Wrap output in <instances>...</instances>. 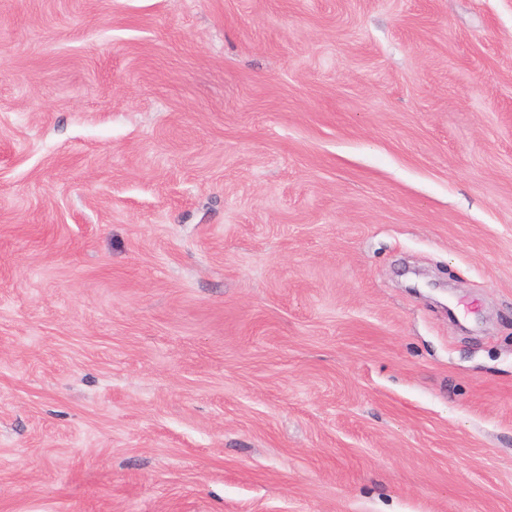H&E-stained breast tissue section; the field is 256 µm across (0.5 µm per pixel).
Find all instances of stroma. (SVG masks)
<instances>
[{"instance_id": "obj_1", "label": "stroma", "mask_w": 512, "mask_h": 512, "mask_svg": "<svg viewBox=\"0 0 512 512\" xmlns=\"http://www.w3.org/2000/svg\"><path fill=\"white\" fill-rule=\"evenodd\" d=\"M0 512H512V0H0Z\"/></svg>"}]
</instances>
